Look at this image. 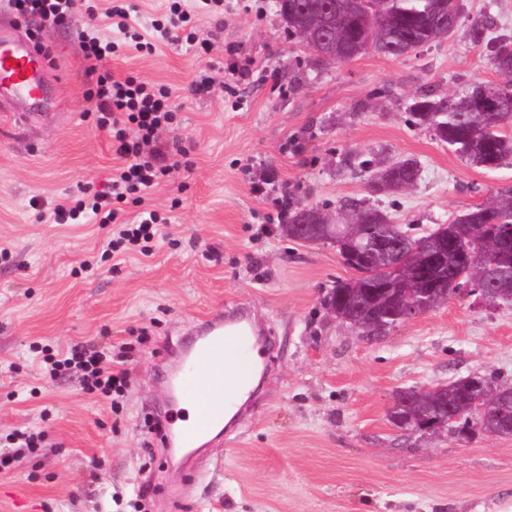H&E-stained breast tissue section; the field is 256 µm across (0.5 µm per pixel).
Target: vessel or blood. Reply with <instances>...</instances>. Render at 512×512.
Segmentation results:
<instances>
[{
    "label": "vessel or blood",
    "mask_w": 512,
    "mask_h": 512,
    "mask_svg": "<svg viewBox=\"0 0 512 512\" xmlns=\"http://www.w3.org/2000/svg\"><path fill=\"white\" fill-rule=\"evenodd\" d=\"M46 53L0 24V111L34 106L44 89ZM164 383L178 412L162 419V448L200 452L231 433L244 416L255 375L265 367L263 326L245 309L217 311L185 328Z\"/></svg>",
    "instance_id": "vessel-or-blood-1"
}]
</instances>
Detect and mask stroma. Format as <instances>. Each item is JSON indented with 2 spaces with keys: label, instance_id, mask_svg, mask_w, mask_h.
Instances as JSON below:
<instances>
[{
  "label": "stroma",
  "instance_id": "35a3bbf8",
  "mask_svg": "<svg viewBox=\"0 0 512 512\" xmlns=\"http://www.w3.org/2000/svg\"><path fill=\"white\" fill-rule=\"evenodd\" d=\"M446 39L394 59L367 53L320 65L290 37L273 0H224L196 15L194 55L181 43L154 53L121 49L113 75L170 87L176 136L189 161L151 189L167 217L150 256L101 261L108 224H54L56 205L120 164L86 95L93 78L80 48L88 18L43 24L46 95L33 115L0 112V444L39 429L41 448L0 474V512H500L512 502V436L393 430L392 397L480 373L512 386V303L451 297L368 341L332 316L327 293L354 277L333 243L282 232L281 194L297 205L362 199L393 223L426 229L512 188V159L467 164L416 125L408 106L426 87L464 95L499 73L474 48L469 20L483 12L512 35V0H464ZM237 76H230V69ZM226 83L194 95L203 70ZM358 154L383 167L419 166L415 187L377 195ZM245 305L270 336L267 379L245 420L207 448L194 471L177 448L145 446L144 420L171 410L162 381L186 321ZM112 345L131 370L123 409L75 379L45 381L32 345Z\"/></svg>",
  "mask_w": 512,
  "mask_h": 512
}]
</instances>
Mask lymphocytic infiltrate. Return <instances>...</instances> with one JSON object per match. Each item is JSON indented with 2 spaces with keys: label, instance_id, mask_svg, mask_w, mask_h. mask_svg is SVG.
<instances>
[{
  "label": "lymphocytic infiltrate",
  "instance_id": "lymphocytic-infiltrate-1",
  "mask_svg": "<svg viewBox=\"0 0 512 512\" xmlns=\"http://www.w3.org/2000/svg\"><path fill=\"white\" fill-rule=\"evenodd\" d=\"M78 2L9 0L20 18L43 22L69 18ZM223 5L224 0H196L195 8L190 10L183 0H168L164 13L154 19L143 34L131 22V4L127 0H112L104 16L116 26L118 38L102 39L93 23L80 33V45L89 70L97 75L95 85L87 91L95 102L96 124L109 132L122 164L113 169L105 184L84 185L76 199L56 206L50 218L53 223L68 224L94 216L101 223L115 225L105 257L120 251L150 253L154 242L162 235V219L154 209L146 207L145 194L169 182L184 165L188 154L182 139L171 134L177 112L171 90L133 75L116 77L108 64L124 43L137 51L152 49L158 43L195 44V34L190 30L194 12H210ZM129 204L138 209L131 221L123 218ZM42 360L50 379L75 374L86 393L109 401L111 411H119V399L128 387L129 373L114 370L110 354L77 343L62 354L44 350Z\"/></svg>",
  "mask_w": 512,
  "mask_h": 512
}]
</instances>
